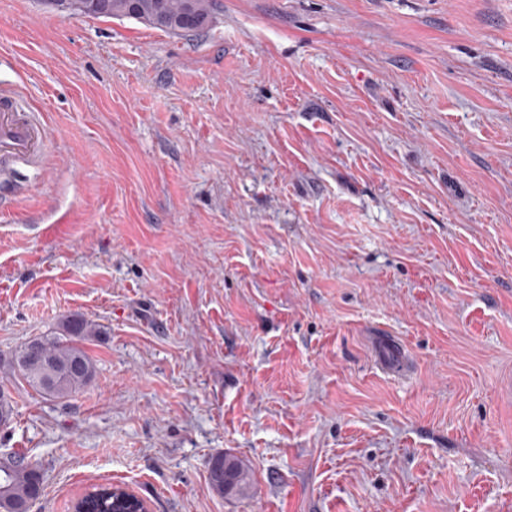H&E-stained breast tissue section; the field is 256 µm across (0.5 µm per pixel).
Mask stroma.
<instances>
[{
  "instance_id": "35a3bbf8",
  "label": "stroma",
  "mask_w": 512,
  "mask_h": 512,
  "mask_svg": "<svg viewBox=\"0 0 512 512\" xmlns=\"http://www.w3.org/2000/svg\"><path fill=\"white\" fill-rule=\"evenodd\" d=\"M2 87L52 148L0 175L30 512H512V0H215L191 35L0 0ZM72 314L96 376L47 399L5 363ZM209 481L214 491L230 498L247 493L252 475L249 467L239 457L224 453L212 460ZM75 512H139L140 499L114 486L94 487L74 503Z\"/></svg>"
}]
</instances>
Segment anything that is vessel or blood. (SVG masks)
<instances>
[{"label": "vessel or blood", "instance_id": "vessel-or-blood-1", "mask_svg": "<svg viewBox=\"0 0 512 512\" xmlns=\"http://www.w3.org/2000/svg\"><path fill=\"white\" fill-rule=\"evenodd\" d=\"M48 128L42 113L26 108L15 92L0 90V166L44 159Z\"/></svg>", "mask_w": 512, "mask_h": 512}]
</instances>
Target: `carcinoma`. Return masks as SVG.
Masks as SVG:
<instances>
[{
    "label": "carcinoma",
    "instance_id": "cac0c4a2",
    "mask_svg": "<svg viewBox=\"0 0 512 512\" xmlns=\"http://www.w3.org/2000/svg\"><path fill=\"white\" fill-rule=\"evenodd\" d=\"M67 16L127 17L173 33L202 30L210 21L212 0H44ZM100 334L95 324L80 315L58 322L34 340L40 356L21 349L9 361V371L30 388L50 399L64 400L88 386L96 366L84 343ZM212 489L226 497L247 493L252 475L237 456L215 457L209 469ZM42 492L41 474L22 455L0 458V512H29ZM140 499L114 486H100L74 503L75 512H139Z\"/></svg>",
    "mask_w": 512,
    "mask_h": 512
}]
</instances>
